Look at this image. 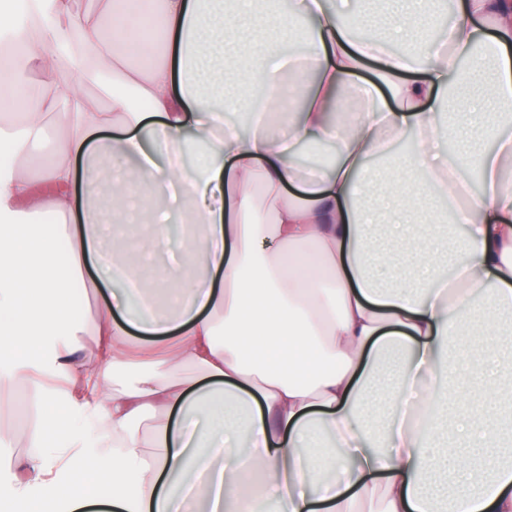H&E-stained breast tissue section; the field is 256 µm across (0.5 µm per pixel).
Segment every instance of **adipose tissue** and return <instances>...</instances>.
Wrapping results in <instances>:
<instances>
[{"mask_svg": "<svg viewBox=\"0 0 512 512\" xmlns=\"http://www.w3.org/2000/svg\"><path fill=\"white\" fill-rule=\"evenodd\" d=\"M346 2L294 0L283 16L254 0H159L162 53L140 66L131 0L0 13V98L27 103L18 120L0 117V380L24 382L31 405L17 500L105 455L110 468L69 512H179L197 484L211 512H268L271 500L277 512H512V404L486 361L459 357L512 306V135L486 148L454 122L476 115L492 131L512 101V0H455L440 43L432 0H387V33L369 41L352 38ZM480 47L492 76L458 67ZM369 60L390 104L331 113ZM283 70L292 80L273 84ZM88 87L110 109L93 110ZM227 109L249 113L253 132L225 125ZM407 131L411 150L391 155ZM451 138L463 146L449 154ZM308 143L331 147L332 163L297 166ZM373 156L393 182L383 250L361 208ZM104 157L141 170L140 184L105 187L106 209ZM467 168L483 191L453 213L464 234L445 273L442 217L409 185L445 196ZM175 218L196 235L168 261V288L101 232L148 224L162 239ZM98 253L111 259L110 297L88 350L59 297L87 286ZM58 399L79 427L50 447Z\"/></svg>", "mask_w": 512, "mask_h": 512, "instance_id": "obj_1", "label": "adipose tissue"}]
</instances>
